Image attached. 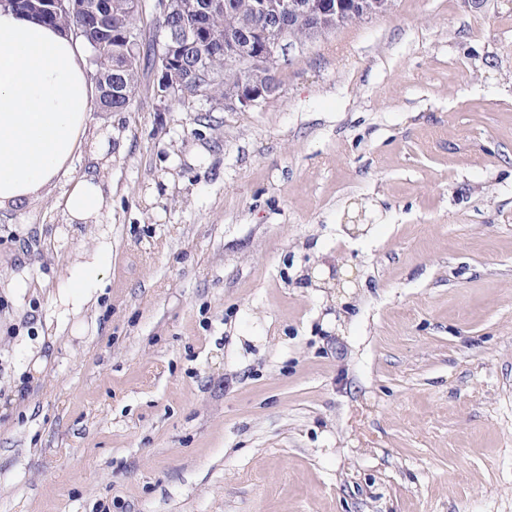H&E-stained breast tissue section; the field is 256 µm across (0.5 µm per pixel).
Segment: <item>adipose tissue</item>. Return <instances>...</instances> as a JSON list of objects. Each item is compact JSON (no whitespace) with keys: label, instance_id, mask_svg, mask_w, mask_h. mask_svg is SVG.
<instances>
[{"label":"adipose tissue","instance_id":"ef3b65f1","mask_svg":"<svg viewBox=\"0 0 512 512\" xmlns=\"http://www.w3.org/2000/svg\"><path fill=\"white\" fill-rule=\"evenodd\" d=\"M95 87L82 39L0 0V210L22 211L55 179L69 176L87 147ZM105 203L97 177L72 179L57 206L68 223L95 220ZM110 247L102 243L56 290L60 323L79 314L101 284Z\"/></svg>","mask_w":512,"mask_h":512}]
</instances>
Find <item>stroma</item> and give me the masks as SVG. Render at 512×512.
I'll return each mask as SVG.
<instances>
[{"instance_id": "obj_1", "label": "stroma", "mask_w": 512, "mask_h": 512, "mask_svg": "<svg viewBox=\"0 0 512 512\" xmlns=\"http://www.w3.org/2000/svg\"><path fill=\"white\" fill-rule=\"evenodd\" d=\"M153 82L90 115L96 223L0 210V512H512V0H395L258 108ZM110 246L100 243L89 256L76 263L72 275L56 288L54 301L58 312L57 326L67 324L69 317L77 315L93 300L101 284L103 266L110 256Z\"/></svg>"}]
</instances>
